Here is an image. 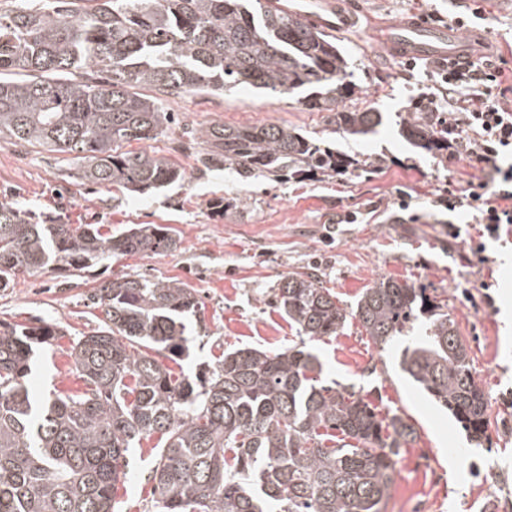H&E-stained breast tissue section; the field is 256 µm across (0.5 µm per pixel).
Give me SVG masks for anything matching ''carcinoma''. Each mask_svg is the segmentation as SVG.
<instances>
[{
    "mask_svg": "<svg viewBox=\"0 0 512 512\" xmlns=\"http://www.w3.org/2000/svg\"><path fill=\"white\" fill-rule=\"evenodd\" d=\"M0 11V138L64 154L81 179L145 194L184 173L169 158L123 149L169 123L163 95L222 94L251 86L328 113L333 131L375 134L384 115L351 110L349 63L336 38L256 0H14ZM402 133L429 152L439 131L420 119ZM207 164L241 177L346 171L354 161L275 123L199 131ZM170 227L135 224L118 236L97 224L37 218L0 202V288L61 265L82 271L113 255L162 254ZM279 309L300 342L275 351L236 348L190 379L160 357L182 350V315L196 312L176 280L121 277L94 289L101 329L70 356L82 386L38 394L28 376L35 349L58 324L0 322V512H114L126 455L159 435L153 469L160 512H382L399 448L414 426L389 421L339 384L306 342L357 320L376 345L396 349L400 371L473 438L487 430V399L468 346L426 289L382 277L355 308L300 273L283 277ZM390 429L392 433L384 434Z\"/></svg>",
    "mask_w": 512,
    "mask_h": 512,
    "instance_id": "cac0c4a2",
    "label": "carcinoma"
}]
</instances>
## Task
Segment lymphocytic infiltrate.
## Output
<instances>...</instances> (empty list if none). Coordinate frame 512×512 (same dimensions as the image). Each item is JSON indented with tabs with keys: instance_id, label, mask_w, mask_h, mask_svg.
Masks as SVG:
<instances>
[{
	"instance_id": "f902f5d3",
	"label": "lymphocytic infiltrate",
	"mask_w": 512,
	"mask_h": 512,
	"mask_svg": "<svg viewBox=\"0 0 512 512\" xmlns=\"http://www.w3.org/2000/svg\"><path fill=\"white\" fill-rule=\"evenodd\" d=\"M503 53L462 66L440 62L427 72L430 84L417 105L448 130L446 156L475 175L449 182L435 206L465 210L482 237L512 234V84L503 82Z\"/></svg>"
}]
</instances>
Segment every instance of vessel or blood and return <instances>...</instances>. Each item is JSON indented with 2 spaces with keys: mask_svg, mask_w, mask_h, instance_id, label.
Returning a JSON list of instances; mask_svg holds the SVG:
<instances>
[{
  "mask_svg": "<svg viewBox=\"0 0 512 512\" xmlns=\"http://www.w3.org/2000/svg\"><path fill=\"white\" fill-rule=\"evenodd\" d=\"M311 0H273L276 8L303 15L309 22L332 28L333 22L309 8ZM385 42L392 54L426 60L458 63L473 58L469 41L459 38L456 31L420 19L404 20L387 29Z\"/></svg>",
  "mask_w": 512,
  "mask_h": 512,
  "instance_id": "b4317fda",
  "label": "vessel or blood"
}]
</instances>
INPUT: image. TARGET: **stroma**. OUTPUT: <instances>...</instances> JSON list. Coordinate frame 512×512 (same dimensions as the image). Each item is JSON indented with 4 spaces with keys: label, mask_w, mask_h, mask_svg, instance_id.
I'll use <instances>...</instances> for the list:
<instances>
[{
    "label": "stroma",
    "mask_w": 512,
    "mask_h": 512,
    "mask_svg": "<svg viewBox=\"0 0 512 512\" xmlns=\"http://www.w3.org/2000/svg\"><path fill=\"white\" fill-rule=\"evenodd\" d=\"M461 2L356 0V23L335 34L357 88L348 105L385 114L378 133L362 139L332 134L327 113L250 87L221 96H167L164 108L176 122L147 147L175 160L185 177L140 195L82 182L76 165L61 154L0 138V201L72 224H101L115 234L134 224H158L181 237L171 253L112 257L80 272L22 274L0 289V321L42 318L62 328L53 346L39 351L32 388H78L70 348L98 330L88 297L116 277L176 280L194 291L199 308L185 319L189 350L172 363L190 376L227 350H276L295 340L296 330L274 298L289 273L316 274L345 308L355 306L379 278L405 280L447 303L469 347L473 377L486 394L488 438L471 441L404 376L391 351L369 341L357 321L315 342L324 382L354 389L381 417L399 415L416 429L400 450L383 512H512V237L486 240L488 263L465 261L468 246L449 237L448 225L464 223L466 213L450 216L432 202L449 177L465 178L472 170L401 136L403 123L418 114L412 102L424 90L426 71H405L402 59L383 45L394 23L432 10L451 17ZM483 8V19L462 29L479 56L504 50V38L512 34V0H484ZM215 122L285 125L354 158L357 167L344 175L319 170L295 179H244L228 168L208 170L199 160L201 146L191 145L190 136ZM402 200L407 210L399 209ZM350 214L356 217L351 224L345 221ZM487 280L494 283L495 306L475 308L468 295ZM157 442L154 436L141 440L128 453L132 477L117 489L115 512H158L149 478L160 457Z\"/></svg>",
    "instance_id": "obj_1"
}]
</instances>
